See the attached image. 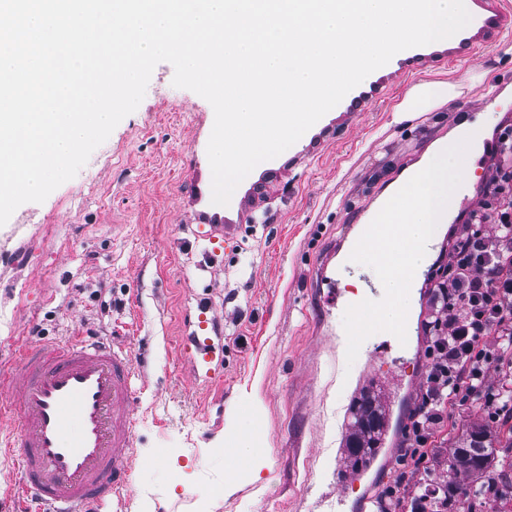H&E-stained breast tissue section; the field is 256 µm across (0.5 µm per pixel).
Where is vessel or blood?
Listing matches in <instances>:
<instances>
[{
  "mask_svg": "<svg viewBox=\"0 0 512 512\" xmlns=\"http://www.w3.org/2000/svg\"><path fill=\"white\" fill-rule=\"evenodd\" d=\"M470 23L448 43L397 54L412 67L437 55L456 61L512 34V0H465ZM200 224L223 233L224 209L212 204V183L196 178L190 190ZM218 319L198 308L184 350L193 376H209L223 352ZM129 354L74 334L22 347L0 361V457L14 458L16 479L0 503L7 512H100L131 490L138 417Z\"/></svg>",
  "mask_w": 512,
  "mask_h": 512,
  "instance_id": "1",
  "label": "vessel or blood"
}]
</instances>
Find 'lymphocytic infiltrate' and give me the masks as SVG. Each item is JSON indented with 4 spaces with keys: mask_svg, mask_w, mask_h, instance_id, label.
Listing matches in <instances>:
<instances>
[{
    "mask_svg": "<svg viewBox=\"0 0 512 512\" xmlns=\"http://www.w3.org/2000/svg\"><path fill=\"white\" fill-rule=\"evenodd\" d=\"M498 144L478 206L457 229L451 260L436 283L429 372L406 434L405 453L419 467L449 409L476 398L490 422L512 415L511 126L501 130ZM487 224L493 233L484 232ZM491 366L498 372L494 382Z\"/></svg>",
    "mask_w": 512,
    "mask_h": 512,
    "instance_id": "obj_1",
    "label": "lymphocytic infiltrate"
}]
</instances>
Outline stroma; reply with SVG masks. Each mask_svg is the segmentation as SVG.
Returning <instances> with one entry per match:
<instances>
[{"label":"stroma","mask_w":512,"mask_h":512,"mask_svg":"<svg viewBox=\"0 0 512 512\" xmlns=\"http://www.w3.org/2000/svg\"><path fill=\"white\" fill-rule=\"evenodd\" d=\"M512 36L463 60L384 68L382 94L358 112L332 110L299 148L259 163L224 211L223 247L209 256L196 238L187 190L208 168L213 108L174 87L159 63L135 112L115 127L77 175L44 202L18 207L0 226V359L27 342L80 331L115 341L136 367L140 416L126 506L102 512H377L406 479L396 512H410L422 470L402 453L428 361L424 324L434 275L451 258L454 228H440L412 283L406 342L377 333L354 364L339 350L345 302L327 300L320 276L361 294L378 277L342 263L362 209L374 203L503 87L485 137L512 125ZM484 83L434 111L395 122L392 109L415 84ZM223 323L224 358L212 379H193L182 346L197 304ZM372 391L386 412L373 456L348 462L350 409ZM482 405L449 411L428 447L445 459L457 437L484 426ZM266 465L254 470L252 459ZM239 489L225 496L224 482Z\"/></svg>","instance_id":"1"}]
</instances>
